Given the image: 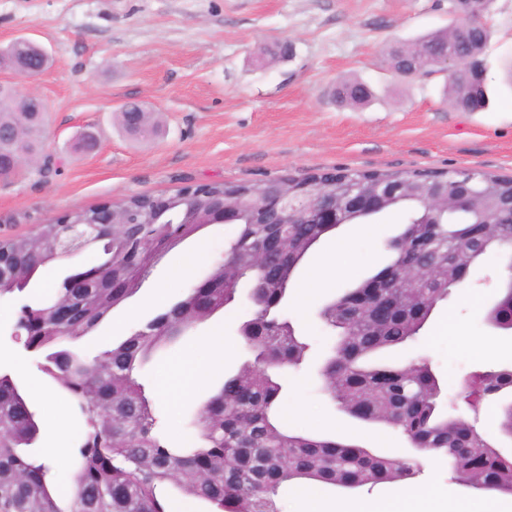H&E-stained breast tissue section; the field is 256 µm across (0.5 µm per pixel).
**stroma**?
<instances>
[{
	"label": "stroma",
	"mask_w": 512,
	"mask_h": 512,
	"mask_svg": "<svg viewBox=\"0 0 512 512\" xmlns=\"http://www.w3.org/2000/svg\"><path fill=\"white\" fill-rule=\"evenodd\" d=\"M453 22L448 0H0V45L24 35L52 57L29 88L46 103L43 152L55 160L49 175L33 163L0 180V237L31 234L74 210L213 182L303 179L344 169L471 168L512 177V85L504 79L512 64V0H494L487 17V110L448 107L446 75L403 79L388 67L390 46ZM350 77L375 91L371 105L336 104L337 82ZM129 102L155 114L154 136L142 139L121 129L117 114ZM407 221L401 211L375 217L376 234L369 242L356 239L354 225L337 226L311 248L289 286L297 288L308 267L339 239L353 242L349 271L330 278L306 309H296L289 299L280 306L312 345L302 368L285 376V402L317 417L314 432L399 456L409 448L400 431L353 419L322 392L316 370L334 337L318 311L389 262L384 244ZM234 231L231 224L209 226L166 252L140 289L84 340L85 349L111 348L183 299L192 283L170 277V268L201 246L209 261L196 276L205 278ZM95 260L87 251L51 264L29 288V298L48 295L65 276ZM503 274L497 256L477 262L463 283L470 300L450 294L414 340L382 351V360L402 366L428 358L447 403L470 372L512 367V330L494 329L485 320ZM158 292L164 300L156 304L152 298ZM18 309L15 297H0V369L26 384L40 381L45 396L32 401L42 428L38 452L63 480L81 424L70 399L45 380L41 354L12 340ZM253 311L246 294L238 293L139 371L171 446L187 440L189 415L249 359L236 327ZM212 339L235 342L233 355L189 395L160 394L170 367L205 356ZM318 490L330 510L339 502L415 496L423 512L434 502L442 512H456L462 501L475 497L452 480L447 461L436 458L426 460L413 480L352 494L323 484Z\"/></svg>",
	"instance_id": "stroma-1"
}]
</instances>
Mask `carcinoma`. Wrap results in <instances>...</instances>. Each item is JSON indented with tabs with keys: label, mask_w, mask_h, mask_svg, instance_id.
<instances>
[{
	"label": "carcinoma",
	"mask_w": 512,
	"mask_h": 512,
	"mask_svg": "<svg viewBox=\"0 0 512 512\" xmlns=\"http://www.w3.org/2000/svg\"><path fill=\"white\" fill-rule=\"evenodd\" d=\"M490 35V28L485 26L471 35L467 49L471 64L484 66ZM453 47L449 30L439 29L402 50L429 75L437 72L435 59ZM477 88L484 99H489L487 85L477 86L473 71H468L464 80L450 76L448 102L466 111L469 93ZM337 97L357 107L370 100L371 92L359 80L346 79L337 86ZM27 122V113L14 110L11 90L0 88V125L23 128ZM484 178L485 203L499 208L512 204V178L490 173ZM376 179L420 190L439 186L450 195L456 192L455 181L442 170L379 171ZM273 183L272 178L226 182L212 189L215 195H226L230 204L237 202L236 193L250 194L253 223L237 225L224 249L223 264L217 263L211 270L214 276L225 269L224 287L214 289L210 311L189 323L192 327L205 322L234 300L241 283L254 282L251 257L259 239L269 232L291 236L292 256L282 283L267 293L250 289L256 310L240 329H251L241 339L253 359L226 380L233 383L245 377L252 365L260 364L263 370L259 376L247 381L253 401L227 408L224 388H219L189 418L188 442L180 448L169 446L136 371L178 338L185 301L132 330L112 348L92 357L85 354L77 343L94 333L112 309L136 293L140 285L137 262L127 259L128 242L110 238L98 241L92 250L98 254L95 266L103 269V276L92 282L84 298L71 301L59 287L52 300L32 303L33 311L43 316L42 334L33 337L45 353L41 371L70 396L82 420L73 470L66 487H60L50 466L35 451L41 423L33 405L25 409L17 401H0V512H171L178 495L210 504V512H281L276 498L284 487L317 482L357 491L368 485L414 478L420 474L423 461L432 457L448 459L452 479L464 484L477 452L483 455L485 492L512 495V455L503 453L486 433L474 426L465 431L461 419L443 413L441 387L427 360L401 368L369 361L379 351L415 338L436 305L458 285L459 268L498 253L508 257L506 268L512 269V254L508 253L512 224L495 225L487 243L474 242L468 238V222L473 217L470 210L451 209L442 214L443 223L432 225L423 223L426 209H408V224L387 244L392 259L377 275L398 268L405 246L431 238L434 249L421 254V259L448 269V278L422 285L417 303L379 328L376 336L360 332L354 336L347 326L354 288L320 311L323 323L339 336L334 354L320 371L322 390L349 416L401 430L418 452L416 457L390 456L362 445L295 432L280 419L277 407L283 386L273 370L298 367L309 343L296 335L292 322L279 313L278 306L293 273L330 227L261 223L263 193ZM58 234L56 225L48 224L38 238L8 242L11 263L7 274L29 273L30 280H35L40 269L59 261L54 252ZM62 301L70 302L77 311L78 336L61 335L48 320L50 310ZM509 303L512 281L506 283L499 301L488 312L492 326L512 330V318L498 310ZM364 386L374 393L369 405L361 403L359 391ZM508 391H512V369L478 370L462 381L459 395L476 415ZM108 397L112 398V427L102 428L90 405ZM282 456L292 459L286 470L277 467Z\"/></svg>",
	"instance_id": "cac0c4a2"
}]
</instances>
